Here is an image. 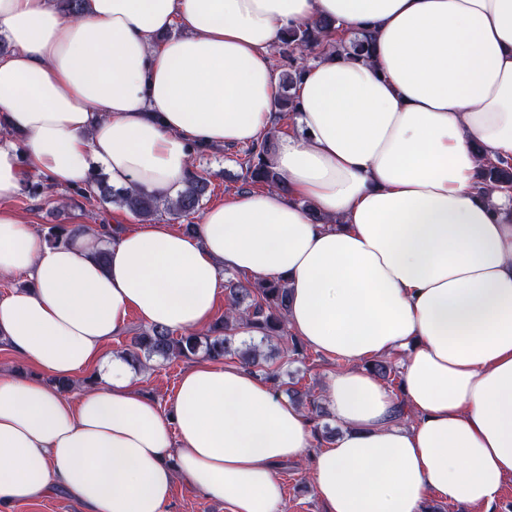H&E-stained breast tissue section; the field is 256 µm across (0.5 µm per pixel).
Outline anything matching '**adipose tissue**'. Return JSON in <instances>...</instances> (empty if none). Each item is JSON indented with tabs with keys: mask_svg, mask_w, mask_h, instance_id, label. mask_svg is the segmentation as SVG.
Masks as SVG:
<instances>
[{
	"mask_svg": "<svg viewBox=\"0 0 512 512\" xmlns=\"http://www.w3.org/2000/svg\"><path fill=\"white\" fill-rule=\"evenodd\" d=\"M321 19L371 31V52L312 58L276 135L269 48ZM0 38V200L101 168L171 198L194 147L270 135L284 181L207 208L193 235L76 224L50 246L0 210V274L31 282L0 299V341L37 369L0 376V503L61 489L84 512H165L181 482L279 512L278 467L307 457L327 512L492 507L512 478V192L477 173L512 159V0H84L74 19L0 0ZM226 271L286 279L293 335L346 362L329 447L310 453L306 416L249 369L199 361L163 406L112 353L132 312L207 327ZM393 355L399 396L363 367ZM89 369L74 396L43 379Z\"/></svg>",
	"mask_w": 512,
	"mask_h": 512,
	"instance_id": "1",
	"label": "adipose tissue"
}]
</instances>
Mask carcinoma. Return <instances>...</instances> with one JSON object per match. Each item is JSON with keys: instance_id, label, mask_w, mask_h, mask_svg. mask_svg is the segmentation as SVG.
Returning <instances> with one entry per match:
<instances>
[{"instance_id": "obj_1", "label": "carcinoma", "mask_w": 512, "mask_h": 512, "mask_svg": "<svg viewBox=\"0 0 512 512\" xmlns=\"http://www.w3.org/2000/svg\"><path fill=\"white\" fill-rule=\"evenodd\" d=\"M339 29L333 21L322 20L314 26L286 30L276 44L280 59L287 66L282 73V85L286 94L282 95L279 111L293 112L296 109L292 93L294 84L301 76L304 53L316 48L342 53L362 55L369 52L372 35L363 33L353 39H340L333 44L326 36ZM274 149V142L266 138L259 144H251L244 150L240 163L244 183L269 188L282 187V178L268 162ZM478 185L482 188L512 190V160L490 162L479 174ZM210 186L209 179L202 173L192 171L183 189L175 198H156L132 188H115L105 174L93 175L90 184L75 194L86 199L95 197L104 203H115L143 220L152 221L166 212L181 217L199 211ZM289 302L288 282L282 278L255 280L245 275L229 285V303L224 316L220 317L206 332H189L176 336L174 331L161 326H153L131 339L130 347L123 350L132 364L141 363L139 353L147 358L157 357L170 360L191 357L204 352L209 359L220 360L234 353L247 369H256L271 384H277L278 375L265 368V359L259 347L274 340L285 345L288 352L287 310ZM244 330L250 334V341L236 351L232 350V337ZM366 368L384 380H390L395 372L391 362L374 359Z\"/></svg>"}]
</instances>
